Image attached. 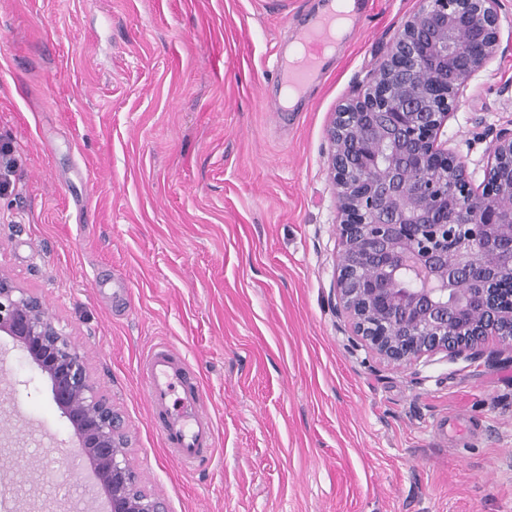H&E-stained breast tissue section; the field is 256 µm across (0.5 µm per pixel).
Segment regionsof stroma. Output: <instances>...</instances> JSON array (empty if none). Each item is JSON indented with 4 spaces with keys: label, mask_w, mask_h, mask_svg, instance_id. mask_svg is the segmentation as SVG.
Masks as SVG:
<instances>
[{
    "label": "stroma",
    "mask_w": 512,
    "mask_h": 512,
    "mask_svg": "<svg viewBox=\"0 0 512 512\" xmlns=\"http://www.w3.org/2000/svg\"><path fill=\"white\" fill-rule=\"evenodd\" d=\"M320 5L0 0V268L84 355L170 512H512V352L393 367L340 328L326 131L418 2L373 0L302 111H278L276 58ZM500 38L444 129L477 184L512 120V0ZM162 340L214 424L192 470L139 373ZM87 474L46 378L0 335V512H105Z\"/></svg>",
    "instance_id": "1"
}]
</instances>
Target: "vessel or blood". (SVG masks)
<instances>
[{
	"label": "vessel or blood",
	"instance_id": "obj_1",
	"mask_svg": "<svg viewBox=\"0 0 512 512\" xmlns=\"http://www.w3.org/2000/svg\"><path fill=\"white\" fill-rule=\"evenodd\" d=\"M341 17V12L330 7L299 31L300 55L283 66L291 90L302 91L322 73L325 52L336 44V23ZM140 370L165 448L185 466L203 464L215 451L214 425L204 410V398L188 360L160 342L147 353Z\"/></svg>",
	"mask_w": 512,
	"mask_h": 512
}]
</instances>
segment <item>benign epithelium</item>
<instances>
[{"mask_svg":"<svg viewBox=\"0 0 512 512\" xmlns=\"http://www.w3.org/2000/svg\"><path fill=\"white\" fill-rule=\"evenodd\" d=\"M502 0H418L373 76L327 129L338 210L332 289L348 342L380 360L486 358L512 348V121L484 179L441 135L462 88L500 52ZM0 333L50 382L110 512H168L138 487L121 420L41 300L0 269Z\"/></svg>","mask_w":512,"mask_h":512,"instance_id":"obj_1","label":"benign epithelium"}]
</instances>
